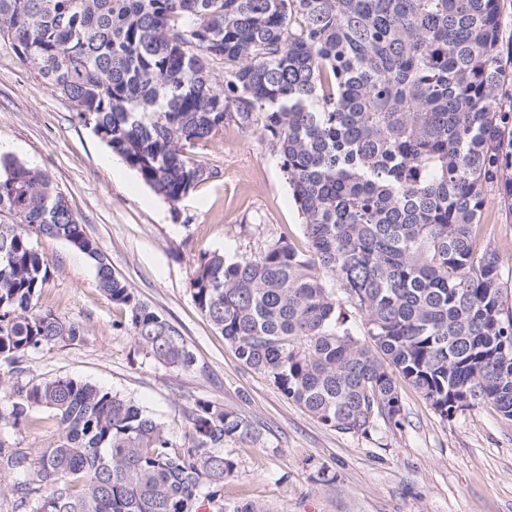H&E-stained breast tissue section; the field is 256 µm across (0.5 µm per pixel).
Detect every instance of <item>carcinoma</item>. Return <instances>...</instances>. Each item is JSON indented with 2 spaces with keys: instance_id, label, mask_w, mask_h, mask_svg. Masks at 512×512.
Returning a JSON list of instances; mask_svg holds the SVG:
<instances>
[{
  "instance_id": "1",
  "label": "carcinoma",
  "mask_w": 512,
  "mask_h": 512,
  "mask_svg": "<svg viewBox=\"0 0 512 512\" xmlns=\"http://www.w3.org/2000/svg\"><path fill=\"white\" fill-rule=\"evenodd\" d=\"M500 0H0V39L174 206L218 170L228 126L280 161L306 247L203 253L190 288L237 358L326 427L402 426V376L446 420L512 421V309L478 248L486 192L512 209V100L499 94ZM223 73L216 82L215 69ZM0 175V507L4 512L224 508V444L250 424L209 400L184 442L130 398L22 363L83 327L37 308L50 277L31 237L84 254L146 356L189 369L179 331L112 271L47 173ZM358 315L357 327L352 315ZM56 421L40 448L13 437Z\"/></svg>"
}]
</instances>
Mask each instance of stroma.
Instances as JSON below:
<instances>
[{"label": "stroma", "mask_w": 512, "mask_h": 512, "mask_svg": "<svg viewBox=\"0 0 512 512\" xmlns=\"http://www.w3.org/2000/svg\"><path fill=\"white\" fill-rule=\"evenodd\" d=\"M0 143L18 162L46 170L116 274L192 348V369L145 356L122 331L125 312L98 289L93 264L61 239L37 237L51 275L39 304L83 326L76 341L30 355L26 375L68 376L129 397L175 437L181 413L203 397L245 418L253 435L224 446L236 463L224 504L263 512H512V422L490 408L441 420L406 381L403 425L368 436L327 429L264 376L241 365L195 305L190 278L201 252L255 256L279 235L302 242V225L280 163L258 134L227 127L203 152L218 175L170 206L75 117L0 40ZM480 247L499 255L512 306V211L487 193Z\"/></svg>", "instance_id": "35a3bbf8"}]
</instances>
